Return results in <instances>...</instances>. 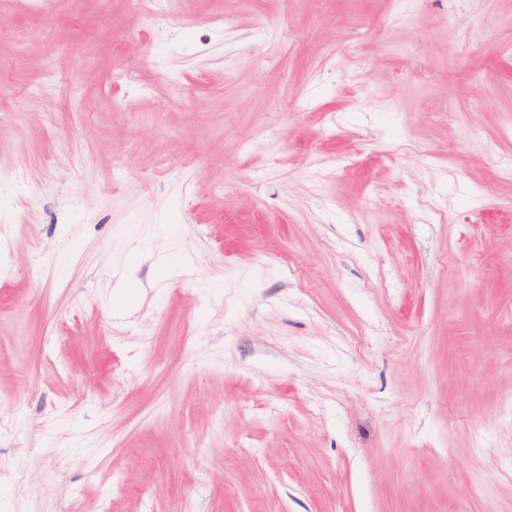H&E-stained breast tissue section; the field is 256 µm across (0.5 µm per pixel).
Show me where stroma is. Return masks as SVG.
<instances>
[{
	"mask_svg": "<svg viewBox=\"0 0 512 512\" xmlns=\"http://www.w3.org/2000/svg\"><path fill=\"white\" fill-rule=\"evenodd\" d=\"M0 0V512H512V0Z\"/></svg>",
	"mask_w": 512,
	"mask_h": 512,
	"instance_id": "stroma-1",
	"label": "stroma"
}]
</instances>
